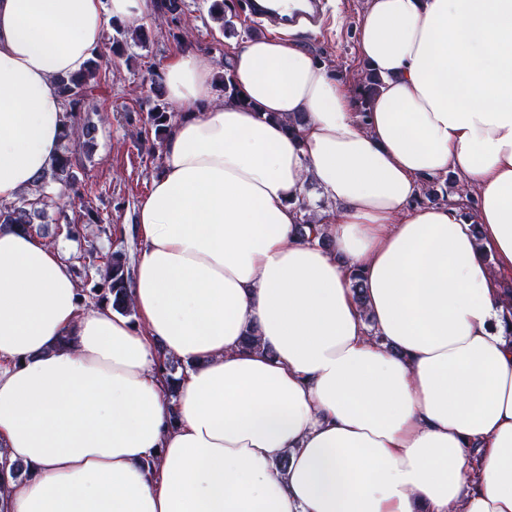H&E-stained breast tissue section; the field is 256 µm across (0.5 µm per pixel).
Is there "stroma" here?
<instances>
[{
	"label": "stroma",
	"instance_id": "1",
	"mask_svg": "<svg viewBox=\"0 0 512 512\" xmlns=\"http://www.w3.org/2000/svg\"><path fill=\"white\" fill-rule=\"evenodd\" d=\"M336 8L328 12L323 30L306 34L290 31V38L313 59L324 64L350 91H357L364 80L357 28L368 0H334ZM211 0H185L178 20L150 12L138 25L146 42H129L125 58L107 77L98 113L91 120L96 126L93 151L84 162L83 179L98 191L91 199L73 198L71 215H79L85 206L97 208L106 223L112 225V237L100 235L97 225H87L85 235L102 249L125 245L130 257L138 249L131 230L136 226V210L147 196L152 180L163 166L162 148L152 147L144 130L149 104L145 80L160 73L180 52L197 53L215 74L250 38L252 24L245 7L230 0L229 10L237 13V33L225 36L219 20L209 12Z\"/></svg>",
	"mask_w": 512,
	"mask_h": 512
}]
</instances>
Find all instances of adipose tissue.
Segmentation results:
<instances>
[{
    "label": "adipose tissue",
    "mask_w": 512,
    "mask_h": 512,
    "mask_svg": "<svg viewBox=\"0 0 512 512\" xmlns=\"http://www.w3.org/2000/svg\"><path fill=\"white\" fill-rule=\"evenodd\" d=\"M150 9L0 0V201L59 151L58 77ZM357 36L366 112L285 37L234 55L248 109L209 108L195 53L163 70L186 115L136 211L141 329L0 230V447L31 469L0 512H512V0H369ZM449 173L477 219L415 205ZM310 179L325 247L295 233ZM161 352L192 364L174 398Z\"/></svg>",
    "instance_id": "ef3b65f1"
}]
</instances>
